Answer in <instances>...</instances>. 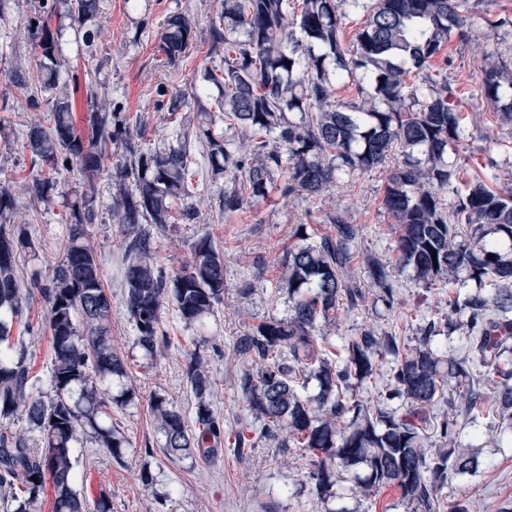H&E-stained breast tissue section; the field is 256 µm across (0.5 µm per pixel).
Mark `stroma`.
<instances>
[{
	"label": "stroma",
	"mask_w": 512,
	"mask_h": 512,
	"mask_svg": "<svg viewBox=\"0 0 512 512\" xmlns=\"http://www.w3.org/2000/svg\"><path fill=\"white\" fill-rule=\"evenodd\" d=\"M34 0H12L0 15V180L13 183L17 199L15 223L27 227L33 245L19 249L16 263L22 291L29 304L23 321L33 330L24 343L38 374H45L50 360L47 308L39 281L47 280L65 253L67 226L62 217L65 200L37 204L24 191L30 154L25 149L27 133L46 115V108L28 105L32 85L18 86L13 79L16 65L35 75L34 50L27 30V17ZM222 0H100L93 23L98 30L96 58L100 70L91 69L86 47L69 18L54 20L59 28L62 53L69 61L68 74L75 90L76 118L86 112L84 85L95 81L101 100L119 104L121 112L136 120L135 141L142 151L163 150L175 144L179 131L196 129V105L182 111H166L163 103L173 94L190 93L205 67L215 65L209 53L210 26L222 12ZM180 13L194 24L195 47L187 58L170 64L158 43L166 16ZM467 39H452L448 63L441 74L457 89L456 104L468 120L470 137L457 147V181L484 172H495L502 188H512V124L481 97L483 61L512 63V0H465L462 12ZM201 144L192 148L194 194L188 203L195 219L172 224L157 233V264L164 275L181 270L191 260V246L203 234H211L224 247V300L206 327L188 326L172 307L162 310L164 334L154 361H146L133 344L132 322L123 302L122 242L126 232L113 213L112 171L115 158L104 161L95 182L93 236L103 269L104 285L111 297L112 349L127 362L128 384L135 390L129 405L112 409L123 434L129 439L122 459L107 449L88 444L79 457L76 487L87 498L108 495L112 512H321L310 493L311 460L304 449L282 448L273 436L256 437L246 460L237 459L231 447L210 462L172 459L160 446L151 412L153 395L163 394L177 405L187 423H194L197 400L186 378L192 357L208 364L213 379L211 400L224 417V431L233 434L244 426L248 404L238 383L242 372L252 369L240 355L238 340L252 324L285 317L288 294L281 284L288 277L287 252L299 240L318 244L322 235L335 234L329 215L339 214L354 224L359 235L352 244L353 259L345 275L348 284L361 288L364 300L352 307L341 303L333 325L321 335L332 341L358 338L365 333L395 335L405 346H419L427 324L437 314L448 313L449 301L474 293L479 284L467 271L456 274L454 284L427 288L411 270L398 266V229L384 209L382 199L388 168L354 170L328 191L282 197V175H275L265 196L258 197L232 216L218 209V194L224 178L204 168ZM389 270L393 300L369 276V263ZM456 379H449L443 392L423 411L420 445L432 452L439 444L437 430L444 419L461 420L452 402ZM498 411L480 421L479 431L464 429L455 451L470 457L473 473L455 475L438 493L441 504L466 501L470 512H512V445L500 443L502 426L511 422ZM161 470L155 490H145L139 481L143 464ZM334 512H408L396 490L366 496L353 482L338 478L334 487ZM167 498L164 510H156L155 495Z\"/></svg>",
	"instance_id": "obj_1"
}]
</instances>
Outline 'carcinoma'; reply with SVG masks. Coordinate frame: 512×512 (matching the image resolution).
I'll use <instances>...</instances> for the list:
<instances>
[{
	"label": "carcinoma",
	"mask_w": 512,
	"mask_h": 512,
	"mask_svg": "<svg viewBox=\"0 0 512 512\" xmlns=\"http://www.w3.org/2000/svg\"><path fill=\"white\" fill-rule=\"evenodd\" d=\"M97 2L40 0L28 22L41 88L51 93V102L48 126L36 123L27 135L31 165L39 171L25 191L32 201L46 204L58 193L61 170L75 165L83 175L82 191L67 204L64 259L41 287L51 345L47 380L54 392L46 400L23 343L30 325L13 336L23 310L16 255L32 241L27 229L9 227L16 197L8 183L0 182V422L23 412L28 423L22 435L0 431V489L3 504L13 512H41L48 483L51 512H112L109 498L101 495L90 503L74 488L79 449L89 439L120 459L130 446L112 422V406L129 402V388L113 393L127 377L126 362L112 352L111 299L87 228L94 182L112 147L122 150L114 170V212L127 226L124 304L142 358L156 355L164 301L192 325L215 316L224 297V251L208 234L194 241L192 261L171 279L155 263L154 231L177 216H195L189 207L176 208L192 194L190 132L178 134L177 144L162 151H142L127 118L99 105L97 85L91 82L85 84V96L92 108L84 128L76 126L52 20L58 13L68 16L84 28L83 39L91 47L94 32L86 24L97 15ZM360 7L361 0H302L296 14L288 10V0H224L219 22L211 26V50H224V65L205 68L192 87L194 103L204 114L201 102L210 89L220 95L224 131L208 126L196 133L212 169L227 178L220 210L225 215L241 211L265 194L276 172L285 176L281 191L287 198L319 194L351 170L388 164L383 203L399 224V266L412 269L427 288L449 282L460 268L480 282L512 279V255L502 251L500 241H512V189L498 187V177L485 173L465 181L454 204L445 202L440 191L455 175L448 148L468 130L448 79L408 80L411 70L429 66L453 37L465 36L459 0H372L364 28L348 49L340 18L345 9ZM192 28L183 14L167 18L159 49L170 62L185 57L193 44ZM339 86L355 89L356 95L347 102L336 99ZM508 89L512 69L486 66L483 98L512 123V102L501 104ZM396 145L400 159L392 157ZM328 220L336 225V236L288 251V318L262 320L240 338L239 351L257 372L243 373L239 388L262 431L285 433L281 447L303 448L312 457L311 492L322 504H328L342 470L366 495L391 487L413 512H436L437 490L471 468L470 461L453 457L451 446L460 434L455 423H441V444L427 455L418 446L415 411L398 416L379 407L371 412L350 392L374 376L375 358L390 355L392 384L380 392L381 403L402 400L422 408L443 391L451 374L463 378L455 388L457 408L471 427L478 426L490 401L512 412V371L500 367L512 339V292L495 288L468 295L445 317V325L454 315L471 330L463 358L439 356L434 320L415 348L402 349L397 337L371 333L339 346L319 340L317 323L336 321L342 294L352 304L360 297L359 289L340 280L358 228L339 215ZM460 224L470 228L473 246L456 243ZM486 227L498 237H486ZM370 275L392 297L387 269L373 264ZM474 368L486 369L482 382L495 387L492 398L481 382L470 380ZM495 375L501 381H494ZM187 379L197 399L196 427L162 395L152 397L151 412L168 456L207 460L224 441V419L213 407L211 377L200 359L189 365ZM312 379L318 383L314 395L307 393ZM36 432L40 448L30 447L29 436ZM233 448L246 459L253 448L247 431L234 433Z\"/></svg>",
	"instance_id": "obj_1"
}]
</instances>
